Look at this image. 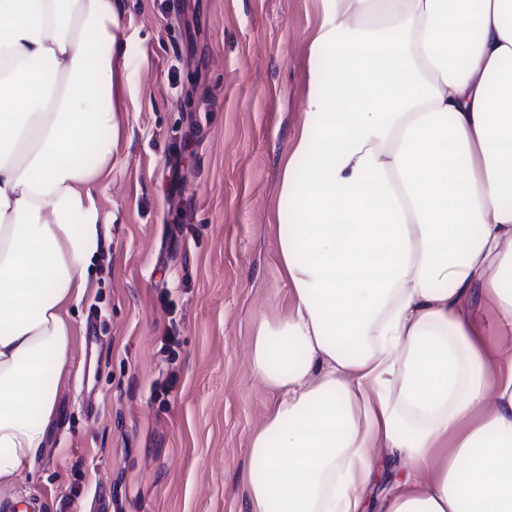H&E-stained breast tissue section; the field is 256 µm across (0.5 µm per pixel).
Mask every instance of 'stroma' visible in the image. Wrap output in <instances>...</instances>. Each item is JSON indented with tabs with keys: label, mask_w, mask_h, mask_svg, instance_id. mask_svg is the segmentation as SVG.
Instances as JSON below:
<instances>
[{
	"label": "stroma",
	"mask_w": 512,
	"mask_h": 512,
	"mask_svg": "<svg viewBox=\"0 0 512 512\" xmlns=\"http://www.w3.org/2000/svg\"><path fill=\"white\" fill-rule=\"evenodd\" d=\"M120 124L101 243L44 446L0 483L32 512H243L273 400L252 336L285 316L277 209L321 0H114ZM177 343L167 349L168 329ZM175 378L171 393L155 383Z\"/></svg>",
	"instance_id": "stroma-1"
}]
</instances>
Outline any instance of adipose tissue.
I'll return each instance as SVG.
<instances>
[{"mask_svg":"<svg viewBox=\"0 0 512 512\" xmlns=\"http://www.w3.org/2000/svg\"><path fill=\"white\" fill-rule=\"evenodd\" d=\"M247 512H512V0H323ZM112 0H0V482L55 409L119 126ZM491 308L487 332L469 314Z\"/></svg>","mask_w":512,"mask_h":512,"instance_id":"adipose-tissue-1","label":"adipose tissue"}]
</instances>
